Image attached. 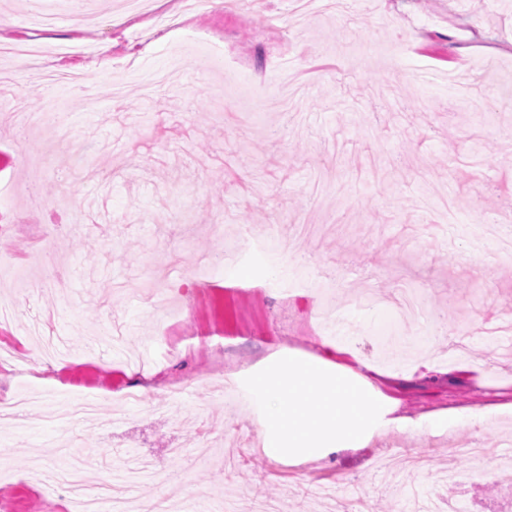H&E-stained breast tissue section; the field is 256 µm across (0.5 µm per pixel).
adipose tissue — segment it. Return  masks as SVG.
Masks as SVG:
<instances>
[{"instance_id": "1", "label": "adipose tissue", "mask_w": 512, "mask_h": 512, "mask_svg": "<svg viewBox=\"0 0 512 512\" xmlns=\"http://www.w3.org/2000/svg\"><path fill=\"white\" fill-rule=\"evenodd\" d=\"M249 400L264 410L259 433L274 443L266 451L274 467L298 471L313 469L331 454L365 453L391 432L433 436L448 425L467 431L496 414L490 407L397 417L392 406L375 399L369 373L339 367L320 354L300 357L286 348L253 373Z\"/></svg>"}]
</instances>
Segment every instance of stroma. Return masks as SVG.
<instances>
[{"label": "stroma", "mask_w": 512, "mask_h": 512, "mask_svg": "<svg viewBox=\"0 0 512 512\" xmlns=\"http://www.w3.org/2000/svg\"><path fill=\"white\" fill-rule=\"evenodd\" d=\"M44 0V31L29 0H0V41L35 43L32 58L0 60V396L33 395L25 426L0 427L10 467L0 470V512H70L61 482H32L31 460L60 473V444L75 440L102 492L151 502L170 495L192 512L259 497L310 512L315 490L336 491L322 512L359 499L369 512L405 500L453 498L457 512H512V497L474 482L461 436L392 434L401 492L360 456L304 474L273 470L258 452L260 409L223 390L283 345L366 363L398 414L499 406L480 433L495 455L512 452V360L497 356L512 332V253L475 248L485 212L512 209V0H345L340 13L296 22L293 0H224L189 21L178 0ZM83 18L76 27L74 18ZM110 54H103V46ZM74 69L94 93L44 94L29 71ZM58 103L72 141L41 168L28 159L47 136L19 133L17 112ZM80 215L53 243L63 279L42 286L46 220ZM299 240L303 261L242 263L202 283L238 226L276 225ZM58 337L56 355L17 366L9 347ZM156 372L154 390L121 407L120 394ZM183 387L172 401L173 387ZM93 402L77 423L47 418L71 400ZM184 448L182 459L168 447ZM423 466L408 467L405 449Z\"/></svg>", "instance_id": "stroma-1"}]
</instances>
